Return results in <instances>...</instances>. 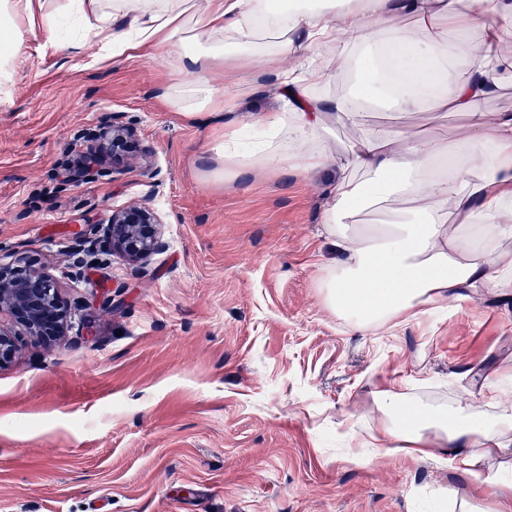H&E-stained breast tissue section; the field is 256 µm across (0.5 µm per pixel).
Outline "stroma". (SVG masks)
<instances>
[{"label": "stroma", "mask_w": 512, "mask_h": 512, "mask_svg": "<svg viewBox=\"0 0 512 512\" xmlns=\"http://www.w3.org/2000/svg\"><path fill=\"white\" fill-rule=\"evenodd\" d=\"M11 83L0 87V262L55 278L92 337L46 346L24 336L0 366V512H460L494 502L497 464L478 474L373 449L390 389L416 412L489 407L487 379L512 378V296L474 294L421 323L372 335L330 312L327 269L342 255L321 218L326 173L247 170L215 187L201 177L214 131L284 111L282 77L261 60L214 69L234 92L209 120L173 111L164 53L99 60L82 29L47 37L18 22ZM85 53L72 56V39ZM337 119L332 148L385 123L363 99ZM120 118L137 152L70 185L89 132ZM406 122L452 141L464 120L423 110ZM149 204L165 251L141 273L116 256L78 265L70 230ZM112 297L103 307L102 294ZM457 504H449V490Z\"/></svg>", "instance_id": "1"}]
</instances>
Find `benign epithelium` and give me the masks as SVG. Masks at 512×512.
Returning a JSON list of instances; mask_svg holds the SVG:
<instances>
[{
  "label": "benign epithelium",
  "instance_id": "1",
  "mask_svg": "<svg viewBox=\"0 0 512 512\" xmlns=\"http://www.w3.org/2000/svg\"><path fill=\"white\" fill-rule=\"evenodd\" d=\"M132 133L130 126L116 120L104 129L102 136L112 144V162L120 161L132 151ZM100 174L101 168L94 161H80L65 169L64 181L76 185ZM101 231L112 246V252L132 265L136 272L167 247L161 220L144 205L112 213ZM71 236L75 253L89 257L96 252L97 242L87 229L78 225ZM71 322V308L61 301L52 277L29 263L0 264V365L13 358L18 337L29 336L53 346L67 335Z\"/></svg>",
  "mask_w": 512,
  "mask_h": 512
}]
</instances>
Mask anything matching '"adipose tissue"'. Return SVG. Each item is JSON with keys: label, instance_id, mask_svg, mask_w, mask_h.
Returning <instances> with one entry per match:
<instances>
[{"label": "adipose tissue", "instance_id": "adipose-tissue-1", "mask_svg": "<svg viewBox=\"0 0 512 512\" xmlns=\"http://www.w3.org/2000/svg\"><path fill=\"white\" fill-rule=\"evenodd\" d=\"M269 0H0V76L17 55L14 19L38 18L53 32L59 18L77 12L99 43L102 58L132 51L169 54L177 72L192 82L167 84L162 97L192 116L220 112L224 93L207 78L214 68L244 57L269 63L300 49L321 79L342 73L355 52L371 62L361 82L387 100L384 125L364 130L347 154L334 153L325 138L330 115L358 112L355 97H327L298 80L289 88L288 109L257 115L249 129L274 136L242 146L240 127L223 125L210 147V178L243 169L286 164L305 175L333 170L330 203L322 216L343 260L328 270L327 301L337 314L368 333L394 320H420L448 302L490 290L512 294V257L500 252L512 238V109L478 111L501 95L496 67L512 0H288L273 12ZM413 26H404V19ZM120 19L123 37L112 30ZM461 62L465 78L452 65ZM465 113L468 121L451 145L430 142L407 127L405 116L424 105ZM368 176L365 191L342 178L347 169ZM409 203L402 219L375 227L351 225L354 208L389 209ZM382 417L375 438L384 447L435 460L451 470L477 472L499 460L512 470V415L476 419L465 411L435 413L402 429L394 416L398 393L380 397Z\"/></svg>", "mask_w": 512, "mask_h": 512}]
</instances>
